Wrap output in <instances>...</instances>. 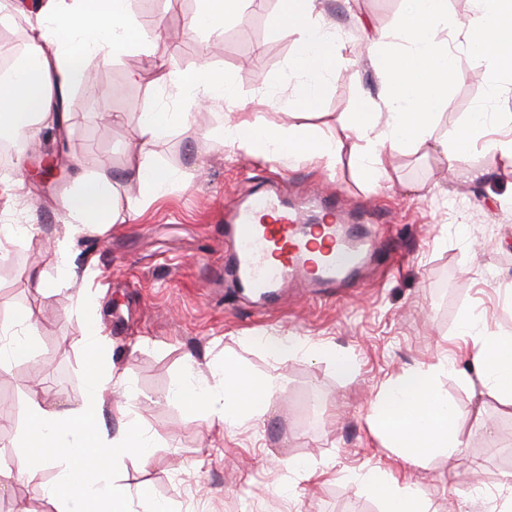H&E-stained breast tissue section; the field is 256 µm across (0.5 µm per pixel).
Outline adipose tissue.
Segmentation results:
<instances>
[{
  "instance_id": "ef3b65f1",
  "label": "adipose tissue",
  "mask_w": 512,
  "mask_h": 512,
  "mask_svg": "<svg viewBox=\"0 0 512 512\" xmlns=\"http://www.w3.org/2000/svg\"><path fill=\"white\" fill-rule=\"evenodd\" d=\"M128 0H40L38 22L30 30L25 51L13 77L0 80V135L36 144L44 124L64 125L59 110L72 86L87 77V54L107 56L145 49L144 29L128 15ZM317 0H288L290 26L300 35L295 59V97L307 104L318 101L329 78L343 63L342 46L330 38L316 18ZM448 26L447 0H408L400 33L377 32L373 44L384 48L382 70L386 79V111L361 109L345 128L347 137L366 142L370 159L365 171L384 180L388 172L380 155L387 149H407L423 144L435 114L433 108L449 84L460 76L446 40L439 34ZM476 55L496 71L512 69V49L502 35L512 30V0H474L464 25ZM160 77L188 95L187 107H205L224 92L222 72L203 65L191 71L161 70ZM177 112H148L139 123V137L130 147L134 158L127 177L141 198H153L165 175L153 160L159 133L180 122ZM224 135L249 154L312 157L335 161L334 141L298 128L272 127L244 118L224 123ZM70 194L61 221L71 233L91 225L110 224L119 202L98 178L82 173ZM461 341L470 347L472 370L464 374L469 384L480 385L488 396L512 406V332H476L474 316H466ZM447 360L411 370L379 394L370 415L390 447L408 461L435 453L454 456L465 441L460 415L435 383L447 370ZM110 374L96 372L81 406L51 411L32 404L27 412L23 451L9 472H0V488L14 476H40L57 471L49 495L57 512H156L149 499L132 501L123 486L112 484L113 466L126 458L150 464L147 439L136 425L116 436L100 426L109 400ZM272 384L255 380L232 361H225L224 376L207 390L191 385L180 397L201 420H223L225 425L264 415L274 397ZM368 490L385 504L384 512H430L428 499L418 488L397 482L386 471L373 468L360 475Z\"/></svg>"
}]
</instances>
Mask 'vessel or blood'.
<instances>
[{"instance_id":"1","label":"vessel or blood","mask_w":512,"mask_h":512,"mask_svg":"<svg viewBox=\"0 0 512 512\" xmlns=\"http://www.w3.org/2000/svg\"><path fill=\"white\" fill-rule=\"evenodd\" d=\"M323 209L329 223L313 227L302 211L277 200L275 193L245 189L241 205L224 226L236 285L270 309L292 282L315 296L351 283L376 244L345 239L343 226L350 217L335 200L324 199Z\"/></svg>"}]
</instances>
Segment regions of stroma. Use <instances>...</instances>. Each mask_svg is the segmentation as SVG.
Wrapping results in <instances>:
<instances>
[{"label":"stroma","instance_id":"obj_1","mask_svg":"<svg viewBox=\"0 0 512 512\" xmlns=\"http://www.w3.org/2000/svg\"><path fill=\"white\" fill-rule=\"evenodd\" d=\"M169 8L168 0H130L131 14L152 32L147 52L87 56L96 79L72 88L66 133L45 128L43 145L30 148L23 166L0 170V181L25 183L20 196L0 198V226L41 227L35 236L12 235L0 254V325L36 312V361L45 364L38 382L30 377L34 361L0 373V417L11 422L10 438L0 437V468L21 451L31 401L49 409L82 403L90 381L84 326L95 312L81 300L99 295L112 398L128 402L126 414H105L102 425L113 434L132 421L151 439L152 464L128 458L116 470L131 495H148L168 512H382L351 478L381 468L423 490L432 512H487L471 482L495 491L512 475V406L463 384L459 373L471 357L453 340L468 311L488 329L512 330V166L488 146L512 138L502 118L512 113V76L477 59L464 29L449 32L461 77L438 100L425 147L383 153L389 178L377 184L362 171L364 141L346 138L345 124L361 101L385 109L377 62L362 48L375 30L400 28L404 0H318L319 22L343 32L347 62L313 105L293 94L298 34L270 33L283 0H266L258 13L244 0L241 18L226 22L205 58L186 24L200 0H184L176 15ZM153 61L223 70L226 92L188 111L186 125L159 134L154 161L168 178L158 200L142 203L125 177L137 118L153 108L184 110L174 87L155 82ZM135 71L142 79H132ZM107 113L121 114V122L101 123ZM478 113L495 120L449 167L452 133ZM240 116L315 128L340 151L331 165L246 154L224 138L225 118ZM85 155L103 159L97 176L120 199L136 201L139 214L69 239L59 216L77 187L74 161ZM45 159L57 162L62 179L38 177ZM248 175L275 184L311 218L320 189L366 217L386 210L388 223L372 227L382 251L337 297L310 301L293 285L272 315H262L222 281L206 282L201 269L223 264L222 218L239 203ZM269 335L294 337L300 348L278 356L261 342ZM335 353L352 362L350 375L337 373ZM447 354L454 368L437 383L461 414L467 445L453 457L406 461L373 429L371 409L391 382ZM228 358L276 390L267 413L241 426L201 421L178 398L187 384L220 378ZM55 478L50 470L37 481L13 480L0 491V512L20 504L54 512L48 489Z\"/></svg>","mask_w":512,"mask_h":512}]
</instances>
